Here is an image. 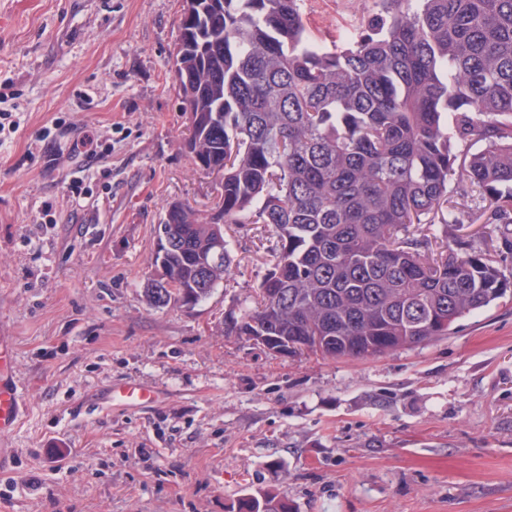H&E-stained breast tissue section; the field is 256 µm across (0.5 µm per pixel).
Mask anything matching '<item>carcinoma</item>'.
<instances>
[{
    "mask_svg": "<svg viewBox=\"0 0 512 512\" xmlns=\"http://www.w3.org/2000/svg\"><path fill=\"white\" fill-rule=\"evenodd\" d=\"M328 48L300 0H194L174 51L197 167L224 169L211 213L173 201L156 233L150 304L208 298L232 265L217 228L279 239L256 306L224 332L331 359L423 345L512 293V233L490 254L463 240L437 257L422 224H512V0H379ZM230 512H292L246 493Z\"/></svg>",
    "mask_w": 512,
    "mask_h": 512,
    "instance_id": "obj_1",
    "label": "carcinoma"
}]
</instances>
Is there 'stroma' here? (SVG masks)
<instances>
[{"instance_id": "obj_1", "label": "stroma", "mask_w": 512, "mask_h": 512, "mask_svg": "<svg viewBox=\"0 0 512 512\" xmlns=\"http://www.w3.org/2000/svg\"><path fill=\"white\" fill-rule=\"evenodd\" d=\"M301 8L326 45L379 10ZM181 9L0 0V83L20 92L0 103L19 124L0 130V336L24 396L0 512H228L258 490L294 512H512V293L392 355L281 356L224 333L277 247L231 224L232 270L206 300L147 304L167 204L204 211L217 188L182 149ZM130 381L153 403H103Z\"/></svg>"}]
</instances>
